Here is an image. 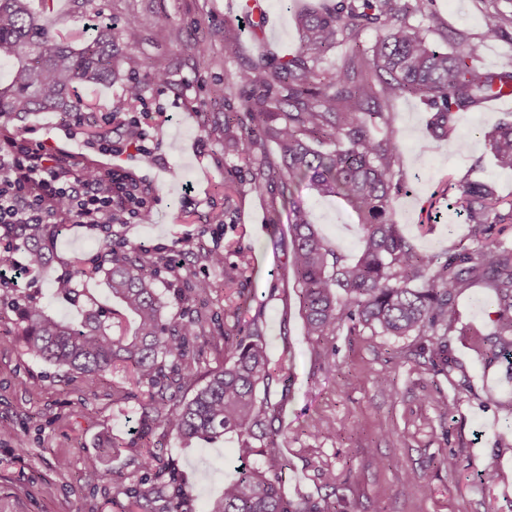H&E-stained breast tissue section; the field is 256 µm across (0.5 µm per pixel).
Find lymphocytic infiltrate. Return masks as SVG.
I'll return each instance as SVG.
<instances>
[{
  "mask_svg": "<svg viewBox=\"0 0 512 512\" xmlns=\"http://www.w3.org/2000/svg\"><path fill=\"white\" fill-rule=\"evenodd\" d=\"M69 152L30 146L9 138L0 143V225L129 223L147 208L139 183L122 167L106 179L73 168Z\"/></svg>",
  "mask_w": 512,
  "mask_h": 512,
  "instance_id": "1",
  "label": "lymphocytic infiltrate"
}]
</instances>
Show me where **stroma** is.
Returning <instances> with one entry per match:
<instances>
[{
  "label": "stroma",
  "instance_id": "stroma-1",
  "mask_svg": "<svg viewBox=\"0 0 512 512\" xmlns=\"http://www.w3.org/2000/svg\"><path fill=\"white\" fill-rule=\"evenodd\" d=\"M320 0H264L277 27L260 37L244 8L246 0H108L102 21L138 17L164 10L177 28L202 42L206 61L179 54L173 42L145 35L134 52L158 65H171L168 84L149 86L141 103L128 112L140 121L144 150L128 148L121 159L101 153V139L122 143L124 134L110 122V105L120 84L82 85L74 91L86 105L81 120L62 112H32L0 124V142L24 136L49 141L73 153L85 165L111 167L121 162L144 189L147 216L109 231L87 225H63L46 268L25 275L18 289L0 288V425L12 428L0 440V512H127L128 489L139 473L129 442L138 427L142 389L122 370L88 382L30 355L21 339L11 300L17 292L37 295L58 314L73 309L54 300L50 285L68 271L74 256L95 257L111 243H125L145 253L178 254L185 270L203 276L204 252L229 241L250 248L253 262L241 270L236 288H215L206 298L208 315H220L227 301L241 299L244 317L263 311L265 339L273 360L287 367L283 384L273 386L272 401H283L284 432L279 450L288 459L284 491L289 500L311 497L335 502L337 512H512V365L486 360L480 338L497 330L502 312L489 281L456 289L459 320L447 336V364L432 362L424 348L429 335L381 336L344 324L333 335L309 339L299 313L294 274L288 261V210L270 194L251 188V168L242 151L225 146L202 129L204 121H223L224 105L214 99L227 75L256 58L278 64L299 44L296 13ZM31 10L59 34L80 40L93 34L91 19L71 11L70 0H29ZM438 28L428 29L421 14L409 22L427 28L434 45L459 49L458 36L483 33L484 0H435ZM240 29L237 51L224 48V31ZM431 113L418 98L402 97L390 106L388 123L371 128L374 136L393 137L401 146L397 177L407 192L391 201L393 218L416 247L439 260L462 249H477L469 227L448 202L470 179L489 182L504 201L503 223L492 240L512 247V172L497 168L475 129L492 130L512 120L507 109L455 113L448 138L429 133ZM240 179L238 194L225 200L226 170ZM312 224L326 244L346 257L359 250L361 231L343 201L314 197L306 186ZM232 210L233 222L224 219ZM244 295H237V288ZM386 386H378L379 374ZM116 443L105 464L87 468L104 436ZM157 459L179 473L193 512H208L225 481L238 467L259 462L242 457L235 435L216 445L184 448L163 430L147 439ZM455 456L456 470L443 460ZM67 468H56L58 458ZM498 479L483 483L484 470ZM418 480L403 489L406 474Z\"/></svg>",
  "mask_w": 512,
  "mask_h": 512
}]
</instances>
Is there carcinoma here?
Wrapping results in <instances>:
<instances>
[{"instance_id":"cac0c4a2","label":"carcinoma","mask_w":512,"mask_h":512,"mask_svg":"<svg viewBox=\"0 0 512 512\" xmlns=\"http://www.w3.org/2000/svg\"><path fill=\"white\" fill-rule=\"evenodd\" d=\"M433 0H323L297 14L299 47L275 66L259 60L226 78L216 97L226 105L216 134L243 146L252 166L254 189L270 188L288 208L290 263L306 335L314 338L344 322L385 336L431 333L446 336L456 320L453 292L467 280L488 277L498 300L512 309V248L486 241L501 218V200L485 182L461 186L455 210L470 224V235L483 238L474 252L463 250L451 262L423 254L401 234L390 201L405 190L396 179L399 143L378 140L369 125L387 122L384 107L412 96L433 112L434 138L448 135L454 113L477 110L493 93L512 89V69L489 73L476 61L483 40L512 27V13L493 4L484 14L482 39H466L450 54L433 46L424 30L409 23L421 13L433 28L438 14ZM379 30L371 52L361 49L364 30ZM147 29L172 39L179 51L205 58L207 49L183 40L165 11L150 19L127 17L122 23L96 27L94 37L74 47L33 13L27 0H0V59L13 62L9 84L0 85V118L13 120L29 112L71 113L81 107L72 99L79 84H110L125 78L114 103L117 116L139 102L146 88L168 82L169 67L138 57L131 48ZM339 44L349 46L333 71L322 58ZM496 166L512 171V122L484 135ZM279 148L267 154L266 142ZM307 183L318 197L345 202L362 230L352 261L329 248L295 197ZM58 224H13V248L35 264L49 259ZM208 268L224 274V287L251 264L241 246L213 247L204 254ZM103 274L111 303L99 302L81 284ZM179 262L166 251L143 260L138 249L113 244L93 263L72 261L52 285L53 295L76 311L56 314L33 296L15 302L28 352L35 358L89 381L122 368L144 389L139 429L146 436L163 429L184 445L217 443L238 435L241 448L266 449L257 467H241L224 483L210 512H336L333 503L288 500L283 489L287 462L278 451L282 403L271 400L272 385L284 366L267 352L262 313L242 325L240 306H224V361L206 370L198 383V343L208 344L206 316L193 313L190 302L209 292L212 282L198 278L183 287ZM181 307L167 316L169 299ZM499 333L482 340L492 357L512 363V316L499 319ZM193 395L187 398L186 390ZM128 512H188L179 475L166 465L154 470L147 486L131 493Z\"/></svg>"}]
</instances>
